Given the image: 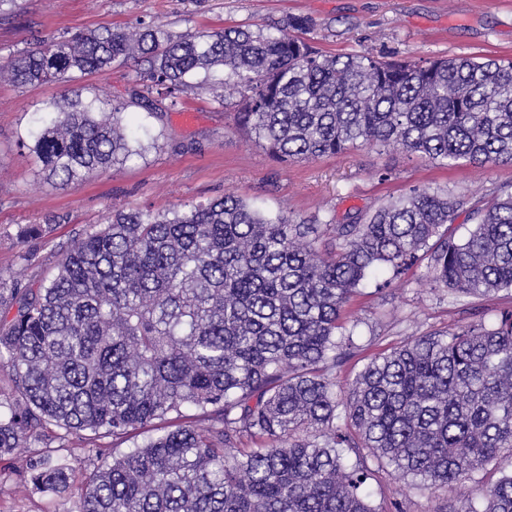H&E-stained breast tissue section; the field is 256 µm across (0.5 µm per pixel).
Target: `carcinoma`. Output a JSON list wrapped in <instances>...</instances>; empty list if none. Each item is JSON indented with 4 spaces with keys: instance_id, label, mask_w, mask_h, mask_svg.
<instances>
[{
    "instance_id": "carcinoma-1",
    "label": "carcinoma",
    "mask_w": 512,
    "mask_h": 512,
    "mask_svg": "<svg viewBox=\"0 0 512 512\" xmlns=\"http://www.w3.org/2000/svg\"><path fill=\"white\" fill-rule=\"evenodd\" d=\"M309 27L175 35L139 20L1 57L0 83L134 59L133 104L152 112L151 96L175 106L221 72L238 128L282 162L378 144L445 166L512 162V61L324 55L297 36ZM30 139L62 186L133 154L108 95L47 104ZM462 205L413 186L345 224L268 217L231 194L112 212L39 287L0 290V457L69 436L96 456L105 437L132 442L84 477L74 512H377L367 456L423 490L482 471L481 496L448 512H512V310L407 340L336 388L345 306L369 276L424 262L458 297L512 292V192L472 203L457 240L444 227ZM27 472L58 493L76 468L48 450Z\"/></svg>"
}]
</instances>
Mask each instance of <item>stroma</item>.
I'll return each mask as SVG.
<instances>
[{"label":"stroma","instance_id":"stroma-1","mask_svg":"<svg viewBox=\"0 0 512 512\" xmlns=\"http://www.w3.org/2000/svg\"><path fill=\"white\" fill-rule=\"evenodd\" d=\"M291 15L309 18L306 39L328 55L512 58V0H21L18 13L0 22V57L40 38L140 19L179 34L231 26L272 32ZM134 70L131 61L116 65L86 76L82 85L111 89L115 104L140 124L135 155L67 188L45 179L22 141L36 110L68 96L69 85L0 84V281L8 287H36L72 240L97 230L115 208L166 212L233 194L266 213L341 220L415 185L445 188L472 202L512 190V163L448 168L381 145L281 162L237 128L239 98L225 96L222 85L185 95L176 110L148 113L130 103ZM377 283L365 280L345 308L355 328L351 355L336 370L344 389L372 358L408 338L479 319L490 323L512 308V295L504 292L451 295L430 281L423 266L388 288ZM36 453L21 448L0 461V512H72L79 483L55 495L28 490L23 475ZM368 465L374 476L367 490L377 512H389L395 502L402 512H438L457 497L452 489H419L414 479L400 478L376 460Z\"/></svg>","mask_w":512,"mask_h":512}]
</instances>
